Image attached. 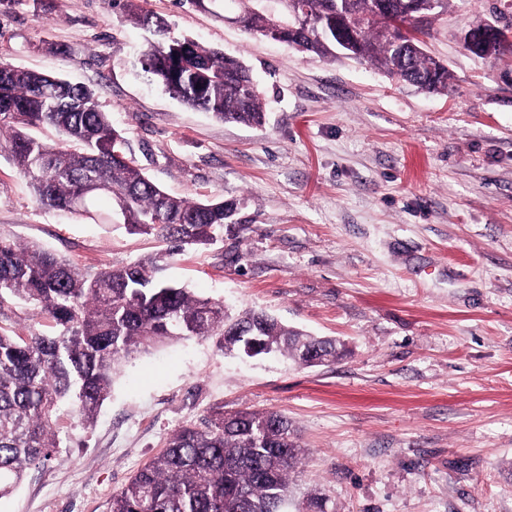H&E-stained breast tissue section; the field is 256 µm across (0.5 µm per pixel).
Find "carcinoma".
<instances>
[{
    "label": "carcinoma",
    "instance_id": "cac0c4a2",
    "mask_svg": "<svg viewBox=\"0 0 512 512\" xmlns=\"http://www.w3.org/2000/svg\"><path fill=\"white\" fill-rule=\"evenodd\" d=\"M242 30L326 57L341 53L336 28L351 43L349 54L421 90L448 89V68L411 35L415 23L445 10L429 0H295L311 24L288 31L290 16H274L241 0ZM130 19L168 25L136 10ZM143 70L183 104L222 121L260 125V92L239 59L188 39L169 38L142 54ZM50 126L70 147L33 139L28 129ZM35 201L96 224L112 223L121 210L131 233L167 243L154 258L121 267L81 271L37 245L0 236V498L31 467L46 464L59 447L54 424L70 402L83 423L93 422L109 397L113 374L131 354L166 340L218 337L224 352L280 353L306 366L333 364L346 349L339 341L290 328L264 310L234 317L243 336L224 332V302L204 298L159 277L187 245H205L224 232L236 203L219 198L173 197L128 158L125 141L90 88L59 76L0 67V135ZM103 189L74 202L84 184ZM109 200L106 210L100 199ZM49 322L22 335L3 323L18 304ZM300 461L288 418L276 412L217 413L207 424H185L164 449L112 494L109 512H283L289 477Z\"/></svg>",
    "mask_w": 512,
    "mask_h": 512
}]
</instances>
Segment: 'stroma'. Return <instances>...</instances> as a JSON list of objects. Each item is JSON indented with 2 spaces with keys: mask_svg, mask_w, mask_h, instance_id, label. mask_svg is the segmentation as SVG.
Listing matches in <instances>:
<instances>
[{
  "mask_svg": "<svg viewBox=\"0 0 512 512\" xmlns=\"http://www.w3.org/2000/svg\"><path fill=\"white\" fill-rule=\"evenodd\" d=\"M134 2L171 36L243 61L265 125L219 121L150 81L156 36L123 0H0V62L92 89L169 194L237 203L223 237L185 249L165 278L347 353L305 368L192 337L135 354L91 426L62 408L53 459L0 512H107L176 430L218 410L293 423L291 505L318 492L327 512H512V56L459 41L473 21L512 20V0H450L420 33L452 73L442 92L249 36L224 21L237 0ZM0 233L84 271L164 248L39 206L4 145Z\"/></svg>",
  "mask_w": 512,
  "mask_h": 512,
  "instance_id": "stroma-1",
  "label": "stroma"
}]
</instances>
